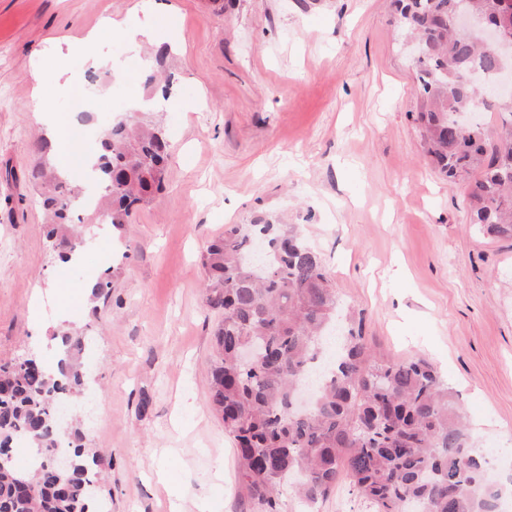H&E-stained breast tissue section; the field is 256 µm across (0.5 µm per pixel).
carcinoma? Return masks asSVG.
<instances>
[{
    "label": "carcinoma",
    "instance_id": "cac0c4a2",
    "mask_svg": "<svg viewBox=\"0 0 512 512\" xmlns=\"http://www.w3.org/2000/svg\"><path fill=\"white\" fill-rule=\"evenodd\" d=\"M503 0H392L400 22L421 45L415 60V92L427 154L453 180L478 172L468 192L471 221L495 238L512 240V101L495 105L502 129L479 122L462 129L481 93L468 81L477 70L486 87L496 85L508 64L455 27L473 10L512 36ZM169 139L159 127L119 120L105 128L91 172L104 188L103 217L121 233L134 209L160 191L166 179ZM29 176L42 189L46 238L57 260L84 249L73 228L78 195L62 175L45 139ZM204 304L222 311L214 332L218 360L211 369L207 402L234 442L240 488L264 512H280L278 489L291 483L308 504L325 500L349 481L355 496L374 512H498L505 487L488 481V461L471 444L469 427L453 392L424 358L374 356L356 319L338 330V354L315 387L309 410L296 405L307 370L320 359L324 338L336 327L338 301L320 255L282 224H235L212 239L202 257ZM112 267L96 280L92 298L108 297ZM56 371L33 358L0 365V448L24 440L34 448L31 471L0 457V512H105L93 480L97 455L74 431L60 439L55 406L77 393L81 374L70 354L82 349L66 333ZM256 363L245 368L240 353ZM69 454L67 471L52 462Z\"/></svg>",
    "mask_w": 512,
    "mask_h": 512
}]
</instances>
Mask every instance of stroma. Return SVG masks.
Listing matches in <instances>:
<instances>
[{"mask_svg":"<svg viewBox=\"0 0 512 512\" xmlns=\"http://www.w3.org/2000/svg\"><path fill=\"white\" fill-rule=\"evenodd\" d=\"M143 3L170 29L172 95L152 114L171 145L165 187L123 240L95 243L63 272L27 178L34 143L47 118L74 120L92 65L67 52L84 39L108 72L84 150L149 95L133 62L146 43L101 31ZM414 79L389 0H0V364L52 343L62 317L86 310L84 282L129 250L77 356L81 410L59 405L98 454L109 512H262L206 401L219 316L201 265L226 225L260 218L298 225L373 353L433 363L474 447L512 474V241L471 224L472 176L451 185L431 165ZM40 92L54 114L36 111ZM279 504L368 512L345 482L314 508L286 487Z\"/></svg>","mask_w":512,"mask_h":512,"instance_id":"35a3bbf8","label":"stroma"}]
</instances>
